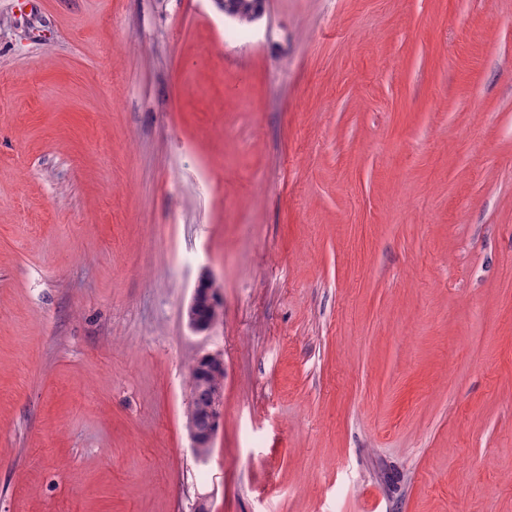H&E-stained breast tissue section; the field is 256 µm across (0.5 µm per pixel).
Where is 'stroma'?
<instances>
[{
  "instance_id": "obj_1",
  "label": "stroma",
  "mask_w": 512,
  "mask_h": 512,
  "mask_svg": "<svg viewBox=\"0 0 512 512\" xmlns=\"http://www.w3.org/2000/svg\"><path fill=\"white\" fill-rule=\"evenodd\" d=\"M226 25L0 0V512H512V0ZM212 273L204 270L194 288L191 301L186 309V321L190 329L195 332H206L214 326L220 317V300L213 296L214 288H220ZM204 309L206 311L204 312ZM224 358L220 353L206 354L199 357L194 363L191 380V399L189 404H193L199 394V386L203 384L201 378L205 373L220 376L224 381ZM223 405V392L220 390L212 392L204 406L205 416L203 420H188L187 430L191 448L195 456L201 461L208 459L213 448L214 438L222 417ZM201 448H205V452H208L209 448L208 454H201Z\"/></svg>"
}]
</instances>
